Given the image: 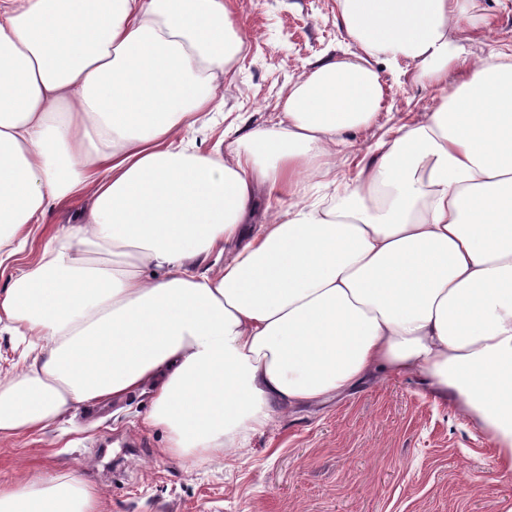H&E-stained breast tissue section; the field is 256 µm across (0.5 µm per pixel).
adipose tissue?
<instances>
[{"instance_id": "obj_1", "label": "adipose tissue", "mask_w": 512, "mask_h": 512, "mask_svg": "<svg viewBox=\"0 0 512 512\" xmlns=\"http://www.w3.org/2000/svg\"><path fill=\"white\" fill-rule=\"evenodd\" d=\"M337 4L353 50L225 156L182 136L247 49L224 0H0V265L49 205L90 200L0 292L25 344L0 436L147 387L166 455L230 457L275 413L404 375L512 471V45L470 55L463 34L491 22L469 0ZM382 59L444 95L336 179L346 133L381 109ZM261 193L288 206L256 224ZM0 512L97 496L75 475L0 481Z\"/></svg>"}]
</instances>
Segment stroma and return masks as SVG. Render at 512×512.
I'll list each match as a JSON object with an SVG mask.
<instances>
[{"instance_id":"obj_1","label":"stroma","mask_w":512,"mask_h":512,"mask_svg":"<svg viewBox=\"0 0 512 512\" xmlns=\"http://www.w3.org/2000/svg\"><path fill=\"white\" fill-rule=\"evenodd\" d=\"M247 51L224 84L221 115L203 118L191 137L206 151L243 147L253 128L277 122L288 83L304 67L347 51L336 23L337 0H226ZM491 15L494 40L469 31L480 55L491 42L512 44V0H473ZM384 107L355 132L336 170L354 179L366 149L397 122L425 120L440 90L413 79L410 68L377 65ZM87 202L50 207L17 258L35 261L44 242L75 223ZM152 404L144 389L89 417L71 409L43 431L0 438V477L80 475L97 492V512H504L512 506V471L496 464L494 444L452 405L410 377L368 381L345 394L278 417L240 457L194 465L163 455L166 432L147 428Z\"/></svg>"}]
</instances>
